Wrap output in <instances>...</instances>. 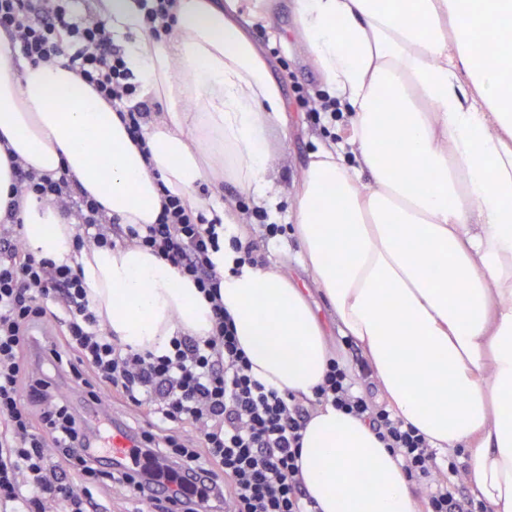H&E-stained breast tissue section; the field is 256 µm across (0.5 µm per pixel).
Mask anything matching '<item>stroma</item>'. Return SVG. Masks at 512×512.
I'll return each instance as SVG.
<instances>
[{
    "instance_id": "stroma-1",
    "label": "stroma",
    "mask_w": 512,
    "mask_h": 512,
    "mask_svg": "<svg viewBox=\"0 0 512 512\" xmlns=\"http://www.w3.org/2000/svg\"><path fill=\"white\" fill-rule=\"evenodd\" d=\"M253 8L254 0H240V11L250 23L251 39L261 50L284 99L288 138L274 143L269 161L281 169L283 187L290 192L300 182L313 153L327 138L326 133L313 125L299 106L297 91L302 87L320 90L324 84L310 60L305 43L297 34L294 0H270V10L276 23L272 29L264 22L254 20ZM240 234L257 242L267 263L279 264L289 277L307 279V272L296 262L300 244L293 235L284 233L266 240L260 226L255 223L241 225Z\"/></svg>"
}]
</instances>
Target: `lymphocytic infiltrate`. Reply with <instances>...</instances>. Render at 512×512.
Segmentation results:
<instances>
[{
    "label": "lymphocytic infiltrate",
    "instance_id": "obj_1",
    "mask_svg": "<svg viewBox=\"0 0 512 512\" xmlns=\"http://www.w3.org/2000/svg\"><path fill=\"white\" fill-rule=\"evenodd\" d=\"M75 0H0V33L32 64L67 56L68 64L124 122L142 155L149 112L135 101L138 85L105 23L77 16ZM15 195L0 221V512H98L96 490L133 498L129 471H104L77 451L88 428L59 381L96 398L119 394L126 407L147 411L146 425L126 427L131 455L164 458L169 469L201 468L216 479L209 512H313L299 466L302 431L317 403L367 420L410 481L426 489V512H483L458 495L466 466L439 457L412 424L374 406L358 391L359 377L330 360L311 400L263 384L224 310L221 275L212 259L222 233L203 210L165 194L152 224H122L83 192L68 173L51 177L13 164ZM29 190L62 215L78 211L77 248L136 245L151 250L191 280L213 311L210 336H175L162 354L140 353L108 336L90 309L82 269L37 258L22 237L16 197ZM61 336L36 346L32 330L45 317ZM54 447H46L44 432Z\"/></svg>",
    "mask_w": 512,
    "mask_h": 512
}]
</instances>
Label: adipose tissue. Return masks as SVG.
<instances>
[{"label":"adipose tissue","mask_w":512,"mask_h":512,"mask_svg":"<svg viewBox=\"0 0 512 512\" xmlns=\"http://www.w3.org/2000/svg\"><path fill=\"white\" fill-rule=\"evenodd\" d=\"M295 12L344 115L294 194L312 280L236 264L227 243L214 256L224 307L256 378L300 399L324 379L330 329L351 338L387 410L463 451L475 500L512 512V50L490 63L473 49L488 21L512 31V0H295ZM173 13L157 39L137 0L95 5L139 98L165 107L144 126L147 160L64 60L0 53V218L12 153L69 172L125 224L155 223L166 190L200 207V185L224 179L256 207L276 203L268 138L285 106L238 0H177ZM390 143L407 155L390 158ZM18 215L34 254L82 266L91 308L122 343L161 351L211 332L210 305L150 250L76 249L68 218L32 195ZM300 465L317 512H420L399 460L332 404L303 429Z\"/></svg>","instance_id":"obj_1"}]
</instances>
